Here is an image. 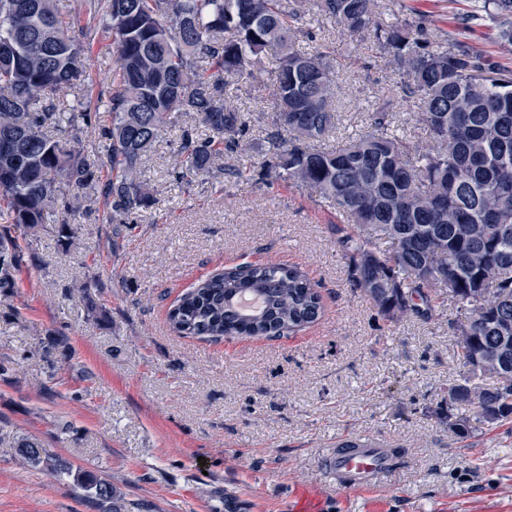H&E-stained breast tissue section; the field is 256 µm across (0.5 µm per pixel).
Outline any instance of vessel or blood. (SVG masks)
Returning <instances> with one entry per match:
<instances>
[{
    "label": "vessel or blood",
    "mask_w": 512,
    "mask_h": 512,
    "mask_svg": "<svg viewBox=\"0 0 512 512\" xmlns=\"http://www.w3.org/2000/svg\"><path fill=\"white\" fill-rule=\"evenodd\" d=\"M400 459L387 444L374 439L355 438L323 460L322 484L293 485L288 500L290 512H324L328 490L337 495L370 493L365 512H387V503L375 494L384 478L398 469Z\"/></svg>",
    "instance_id": "b4317fda"
}]
</instances>
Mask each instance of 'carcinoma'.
Segmentation results:
<instances>
[{
  "instance_id": "1",
  "label": "carcinoma",
  "mask_w": 512,
  "mask_h": 512,
  "mask_svg": "<svg viewBox=\"0 0 512 512\" xmlns=\"http://www.w3.org/2000/svg\"><path fill=\"white\" fill-rule=\"evenodd\" d=\"M498 22L497 40L512 45V0H482ZM310 12L334 20L358 47L375 49L418 103L424 148L391 129L389 112L333 150L320 142L336 125V60L312 52L296 26ZM379 0H88L87 25L72 34L53 0H0V296L9 299L24 266L25 247L43 228L44 210L77 212L73 187L94 172L69 147L92 121V100L45 107L67 86L85 89L91 34L112 35L116 65L109 109L108 161L101 187L112 234L126 237L134 212L154 203L139 181L143 158L166 130L181 131V162L173 180L187 189L224 170L219 160L246 154L242 168L269 185L285 182L318 197L339 214L334 225L349 278L387 321L427 317L434 297L456 306L453 327L464 371L448 388L440 421L467 433L470 418L512 423V70L488 66L460 40L474 16L457 17L448 34L404 18L386 24ZM267 57L273 86L270 132L247 147L249 117L228 102V90L253 77ZM208 61L210 68H201ZM206 126L200 139L185 117ZM80 227L61 224L64 251L79 244ZM253 292L259 314L243 316L233 298ZM321 298L295 266L226 268L183 293L171 306V327L183 336H283L315 322ZM15 453L32 468L72 478L99 512H129L111 479L73 470L21 439Z\"/></svg>"
}]
</instances>
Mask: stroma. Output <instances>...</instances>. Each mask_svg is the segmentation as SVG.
Wrapping results in <instances>:
<instances>
[{
	"instance_id": "obj_1",
	"label": "stroma",
	"mask_w": 512,
	"mask_h": 512,
	"mask_svg": "<svg viewBox=\"0 0 512 512\" xmlns=\"http://www.w3.org/2000/svg\"><path fill=\"white\" fill-rule=\"evenodd\" d=\"M392 23L422 18L451 31L468 0H382ZM315 34L304 50L334 49L342 123L326 137L335 148L388 107L414 142L427 138L382 59L356 52L333 20L307 16ZM467 42L489 64L512 68V49L496 40L486 17ZM93 98L112 92L115 51L96 36L88 61ZM230 100L263 139L272 106L265 73L253 86L231 88ZM112 115L99 109L76 147L105 181ZM179 133L167 131L141 166L155 197L130 217L135 229L119 249L104 200L84 187L75 195L80 245L62 253L54 209L26 251L13 297L0 304V512H98L71 478L34 469L11 452L21 438L46 454L109 477L142 512H288V490L320 484L319 465L337 439L370 437L395 448L404 466L384 480L390 512H512V427L474 424L465 437L437 417L462 364L452 340L456 312L439 302L431 318L388 323L348 280L332 230L340 223L321 200L256 172L229 174L217 193L205 179L191 190L172 181ZM286 263L301 267L321 296L313 324L279 337L178 335L167 314L178 297L231 266ZM85 282L110 323L86 315L72 289ZM60 336L65 353L45 356L42 339Z\"/></svg>"
}]
</instances>
